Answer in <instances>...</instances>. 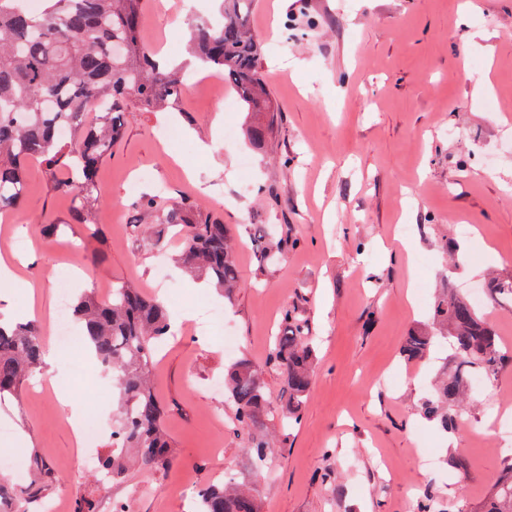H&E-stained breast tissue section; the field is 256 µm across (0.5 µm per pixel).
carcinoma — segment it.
Listing matches in <instances>:
<instances>
[{"label": "carcinoma", "instance_id": "carcinoma-1", "mask_svg": "<svg viewBox=\"0 0 512 512\" xmlns=\"http://www.w3.org/2000/svg\"><path fill=\"white\" fill-rule=\"evenodd\" d=\"M37 13L19 0H0V213L16 208L25 191V167L33 160L45 168L55 191L79 189L70 221L94 227L93 215L102 193L96 173L120 141L127 114L179 102L182 80L154 62L155 53L140 42L143 0H48ZM253 0H222L221 18L192 22L189 44L200 67L224 77L248 111L269 113L249 126V141L259 146L272 134L276 120L258 72L260 45L251 33ZM99 107L98 122L85 115ZM70 135H60V127ZM156 223L179 237V260L231 299L239 286V270L228 229L191 199L154 208ZM264 224L252 240L259 260L272 263L276 252ZM493 300L512 302V279L486 282ZM73 315L93 357L112 372L119 409L112 424L113 450L98 460L97 474L117 480L134 463L156 472L172 462L165 411L149 382L153 356L171 337L170 314L163 301L126 283L112 285L105 302L81 294L73 299ZM433 324L453 351L455 366L423 402V415L444 430L456 426L471 378H489L512 364L496 331L478 307L462 294L446 291L431 307ZM437 336L428 329L406 336L402 356L419 361L428 356ZM45 354L34 320L0 324V397H19L42 368ZM273 361L284 381V398L276 408L267 399L261 372L245 356L224 369V395L234 408V430L247 435L250 467L264 471L276 448L265 435L268 422L280 418L293 426L307 403L312 385L314 349L301 312L286 309L273 342ZM31 483L21 493L0 481L4 512H36L60 477L34 452ZM200 512H261L256 489L237 477L197 492ZM484 512H512V463L493 484Z\"/></svg>", "mask_w": 512, "mask_h": 512}]
</instances>
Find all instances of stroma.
Returning <instances> with one entry per match:
<instances>
[{
  "label": "stroma",
  "instance_id": "obj_1",
  "mask_svg": "<svg viewBox=\"0 0 512 512\" xmlns=\"http://www.w3.org/2000/svg\"><path fill=\"white\" fill-rule=\"evenodd\" d=\"M274 0H254L251 29L279 125L262 146L243 129L252 116L219 77L183 69L185 93L163 112L127 117L124 139L97 179L104 191L95 212L97 235L83 225L67 241H46L49 219H67L73 192L51 191L40 163L27 166L18 234L30 248L13 272L32 283L45 341L62 281L88 277L106 300L114 282L155 291L157 251L177 240L158 238L141 207L143 196L196 201L227 225L240 286L224 328L209 335L186 322L152 368L166 408L173 446L170 467L129 470L98 488L80 460L70 424L52 385L69 381L84 413H100L105 429L95 455L112 446L116 408L112 377L91 359L60 351V363L29 382L20 398L0 403V455L39 454L58 472L50 494L70 512L80 495L97 512L124 502L128 512H189L191 491L244 470L246 435L232 430L233 408L210 385L228 360L232 331L262 370L269 400L284 382L272 360L283 311L298 306L316 338L313 384L300 425H268L280 453L258 480L264 512H414L431 495L440 512H482L506 456L488 425L493 406L512 408V367L481 390L458 427L444 431L423 415L430 384L448 367V350L408 363V332L427 323L413 290L467 292L482 278H512V0H289L271 35ZM169 0L158 13L147 0L140 39L158 55L181 59L191 16L217 14V0ZM210 154H202L200 141ZM252 158L241 169L242 155ZM275 224L283 239L276 263L260 264L251 225ZM410 237H402V225ZM172 313H200V291L177 265L169 267ZM431 446L434 465L420 461ZM465 462L453 471L452 458Z\"/></svg>",
  "mask_w": 512,
  "mask_h": 512
}]
</instances>
